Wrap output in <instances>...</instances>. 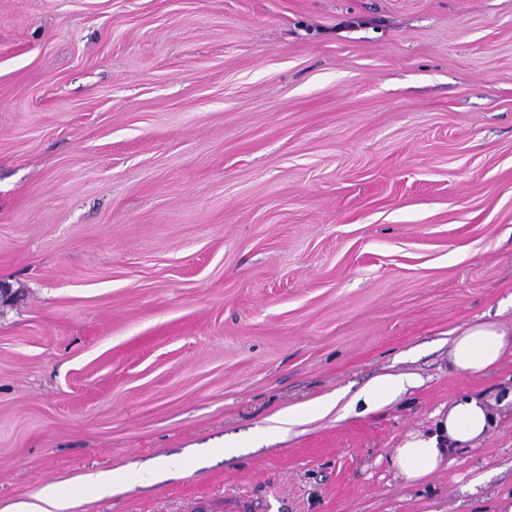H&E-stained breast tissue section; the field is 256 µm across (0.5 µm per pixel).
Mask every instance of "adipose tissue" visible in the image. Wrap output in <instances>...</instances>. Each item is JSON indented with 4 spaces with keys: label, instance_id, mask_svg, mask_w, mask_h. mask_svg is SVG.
<instances>
[{
    "label": "adipose tissue",
    "instance_id": "adipose-tissue-1",
    "mask_svg": "<svg viewBox=\"0 0 512 512\" xmlns=\"http://www.w3.org/2000/svg\"><path fill=\"white\" fill-rule=\"evenodd\" d=\"M512 354V330L495 322H475L456 331L451 343L448 371L477 374ZM493 401L483 395L453 400L432 432L414 435L395 449L393 465L403 479L415 483L426 479L448 462L456 449L474 446L497 423Z\"/></svg>",
    "mask_w": 512,
    "mask_h": 512
}]
</instances>
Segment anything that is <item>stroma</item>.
Listing matches in <instances>:
<instances>
[{
	"label": "stroma",
	"instance_id": "stroma-1",
	"mask_svg": "<svg viewBox=\"0 0 512 512\" xmlns=\"http://www.w3.org/2000/svg\"><path fill=\"white\" fill-rule=\"evenodd\" d=\"M488 314L512 0H0V508L496 512L511 408L423 481L392 464L512 386L511 356L448 372ZM384 374L407 391L354 403ZM66 487L58 485L33 497L32 501H22L11 505L2 512H63L71 507Z\"/></svg>",
	"mask_w": 512,
	"mask_h": 512
}]
</instances>
